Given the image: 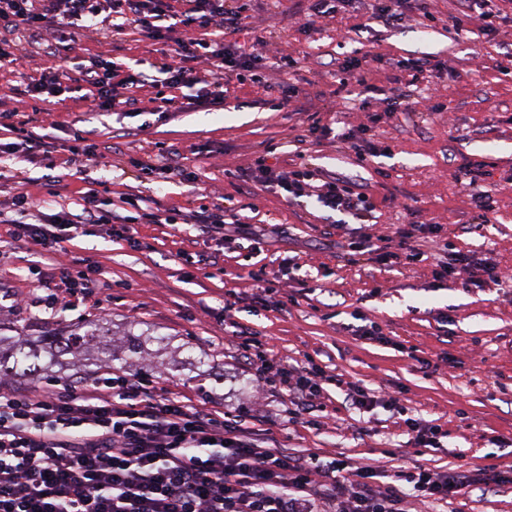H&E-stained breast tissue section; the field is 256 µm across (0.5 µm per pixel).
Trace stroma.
<instances>
[{"instance_id": "obj_1", "label": "stroma", "mask_w": 512, "mask_h": 512, "mask_svg": "<svg viewBox=\"0 0 512 512\" xmlns=\"http://www.w3.org/2000/svg\"><path fill=\"white\" fill-rule=\"evenodd\" d=\"M311 0H251L248 28L235 34L239 51L265 39L258 67L270 81L295 90V107L277 111L265 88L242 77L224 86L219 107L196 106V85L133 87L137 109L90 110L92 91L71 70V96L31 99L26 88L58 57L30 48L26 58L0 67V142L16 141L17 124L30 138L60 145L76 130L92 131L103 146L99 161L72 160L27 149L0 153V202L21 193L54 211L78 212L84 193L132 235L88 225L86 235L58 254L14 240L0 223V331L65 338L101 323L121 351L130 327L171 339L152 375L182 400L214 416L240 420L273 448L329 462L349 459L376 468L379 485L412 463L446 474L489 472L488 485L445 500L408 501L409 512H512V0H499L492 28L470 19L455 29L466 0H404L405 19L388 28L365 14L338 10L310 16ZM296 69L278 68L282 54ZM70 54L115 62L119 76L159 62L145 33L80 30ZM428 57L431 70L412 82L400 60ZM372 59L370 87L344 79L341 64ZM410 88L407 111L387 114L384 98ZM172 98L156 111V94ZM327 136L306 134L310 120ZM361 131L360 150L342 132ZM148 161L153 171L141 169ZM178 164L181 176L159 169ZM485 164L488 220L458 180L461 167ZM280 175L304 168L314 184L342 178L377 199L368 216L372 247L395 250L391 237L408 224H437L454 249L497 266L508 279L495 290L468 287L479 269L444 281L434 276L436 248L424 261L382 265L348 252L349 225L313 196L287 197L276 185L256 191L260 165ZM223 211L221 228L200 233V217ZM175 217L149 224L144 214ZM89 269L94 286L82 294L60 276L59 264ZM261 273L258 288L252 273ZM44 286L33 290L34 275ZM374 322L381 340L353 335L356 318ZM260 341L271 361L268 384L256 388L235 338ZM311 357L326 376L316 403L317 424L289 421L284 362ZM430 359L419 368L417 358ZM385 391L389 400L362 413L346 404L336 377ZM437 427L438 445L412 448L407 419Z\"/></svg>"}]
</instances>
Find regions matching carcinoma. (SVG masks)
Masks as SVG:
<instances>
[{
    "instance_id": "carcinoma-1",
    "label": "carcinoma",
    "mask_w": 512,
    "mask_h": 512,
    "mask_svg": "<svg viewBox=\"0 0 512 512\" xmlns=\"http://www.w3.org/2000/svg\"><path fill=\"white\" fill-rule=\"evenodd\" d=\"M144 344L142 336L134 333L126 335L122 363L146 362ZM91 346L101 349L97 361H116L111 349V338L101 334V329L95 324L89 326L84 333L76 332L62 341L48 336L36 340L30 336L7 339L0 336V376H40L49 372L52 358L76 356Z\"/></svg>"
}]
</instances>
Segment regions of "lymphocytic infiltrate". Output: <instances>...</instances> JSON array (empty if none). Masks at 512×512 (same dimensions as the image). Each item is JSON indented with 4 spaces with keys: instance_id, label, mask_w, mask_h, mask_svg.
I'll list each match as a JSON object with an SVG mask.
<instances>
[{
    "instance_id": "obj_1",
    "label": "lymphocytic infiltrate",
    "mask_w": 512,
    "mask_h": 512,
    "mask_svg": "<svg viewBox=\"0 0 512 512\" xmlns=\"http://www.w3.org/2000/svg\"><path fill=\"white\" fill-rule=\"evenodd\" d=\"M249 0H188L166 15L162 0H0V65L17 63L26 42L54 30L48 42L56 54L74 39L76 22L95 27L113 16L109 35L134 25L155 41H167L172 27L183 39L170 42L171 59L160 71L167 87L192 81L185 61L212 68V79L197 96L210 106L224 101L223 81L251 70L259 52L236 54L203 38L219 25L235 33L245 26ZM94 90L92 105L110 109L116 70L97 58L81 70ZM324 206L364 219L375 204L343 181L323 184ZM11 205L18 214L14 238L61 250L66 236L85 225L110 223L91 207L58 212L33 224L26 216L36 199L21 195ZM436 224H413L398 232V249L382 252L385 264L419 260V240L437 238ZM109 362L82 387L54 392L39 386L18 389L0 382V512H405L406 497L443 500L478 484L480 475L462 470L446 476L416 467L398 472V485L372 484V470L336 459L319 464L258 445L237 423L214 418L159 388L145 375L111 376Z\"/></svg>"
}]
</instances>
